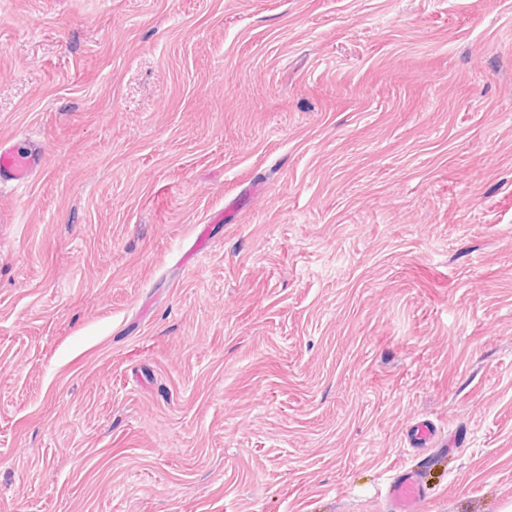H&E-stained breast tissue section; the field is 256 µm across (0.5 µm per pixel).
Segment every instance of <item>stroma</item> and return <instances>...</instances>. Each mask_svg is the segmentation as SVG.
<instances>
[{
	"label": "stroma",
	"instance_id": "35a3bbf8",
	"mask_svg": "<svg viewBox=\"0 0 512 512\" xmlns=\"http://www.w3.org/2000/svg\"><path fill=\"white\" fill-rule=\"evenodd\" d=\"M21 138L0 512L512 505V0H0ZM408 432V441L411 448L428 451L438 443L437 428L428 420L416 422ZM427 465H413L395 471L384 486L387 512H421L427 502Z\"/></svg>",
	"mask_w": 512,
	"mask_h": 512
}]
</instances>
